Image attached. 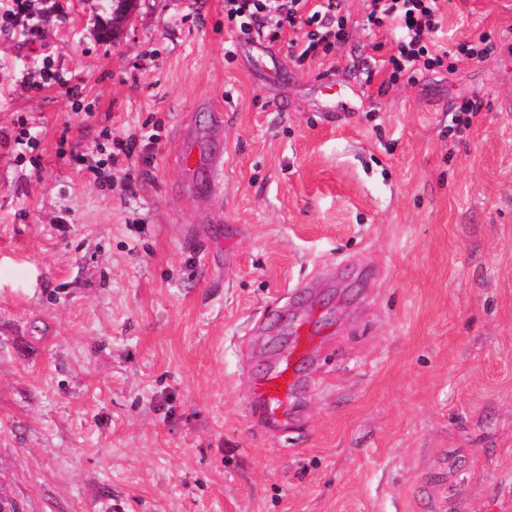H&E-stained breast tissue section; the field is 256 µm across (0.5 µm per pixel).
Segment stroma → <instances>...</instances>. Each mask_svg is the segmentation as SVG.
<instances>
[{"mask_svg":"<svg viewBox=\"0 0 512 512\" xmlns=\"http://www.w3.org/2000/svg\"><path fill=\"white\" fill-rule=\"evenodd\" d=\"M364 8L305 69L224 0H137L108 38L105 0L0 27V488L22 512L512 506V0H450L438 43L494 50L384 94L393 36ZM47 69L79 99L34 90ZM106 130L158 139L96 175ZM184 135L223 155L219 198L174 167ZM318 316L264 421L257 380ZM483 103L478 99H465L458 103L453 112H456L454 125L448 127V136L461 133L462 128H469L479 112L482 111ZM14 145L17 148L15 157L16 160L22 162L23 160L28 159V162L32 170L36 171V173H39L41 168L40 157L37 155H31L27 158V155L33 153L34 150L37 148L36 137L32 136L31 132L27 130V132L19 134V136L14 139Z\"/></svg>","mask_w":512,"mask_h":512,"instance_id":"stroma-1","label":"stroma"}]
</instances>
